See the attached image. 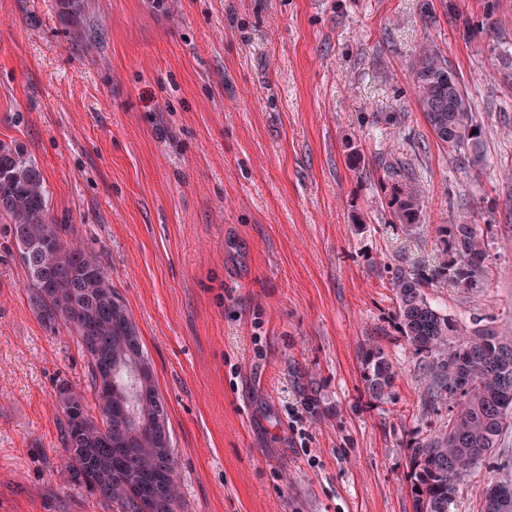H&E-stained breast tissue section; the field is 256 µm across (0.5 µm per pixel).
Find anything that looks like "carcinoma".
Returning <instances> with one entry per match:
<instances>
[{
  "mask_svg": "<svg viewBox=\"0 0 512 512\" xmlns=\"http://www.w3.org/2000/svg\"><path fill=\"white\" fill-rule=\"evenodd\" d=\"M85 0H59L60 12L73 20ZM502 81L512 84V51L488 45ZM416 106L440 145L457 154L469 169L483 165V130L475 107L457 73L440 48L425 42L409 65ZM395 181L389 207L392 223L412 232L420 222L423 200L415 179L405 169L390 167ZM0 219L11 225L19 258L28 274L30 300L44 325L71 329L87 354L110 356L112 397L102 395L104 375L91 370L94 403L68 383L57 389L64 415L62 439L66 468L87 492L104 488L102 498L119 512H140L138 500L150 492V479L163 461L169 481L153 512H178L172 446H155L150 428L135 430L126 412L154 419L166 413L154 380L138 384L125 364L130 355L145 357L140 337L126 338L130 317L109 314L114 291L99 256L62 236L70 225L48 216V197L39 164L19 145L0 142ZM445 257L436 266L397 265L390 285L395 296L399 333L413 354L425 362L429 402L448 403V425L410 448V493L414 512H453L459 486L494 450L503 447L512 429V336L490 325L470 331L456 317L436 308L426 289L448 282L473 296L487 286L488 241L475 220L464 216L446 224ZM98 318L97 333L86 335L81 322ZM362 372L369 396L384 401L391 395L395 371L378 347L362 352ZM483 512H512V480L487 488Z\"/></svg>",
  "mask_w": 512,
  "mask_h": 512,
  "instance_id": "obj_1",
  "label": "carcinoma"
}]
</instances>
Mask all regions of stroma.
Instances as JSON below:
<instances>
[{"label":"stroma","mask_w":512,"mask_h":512,"mask_svg":"<svg viewBox=\"0 0 512 512\" xmlns=\"http://www.w3.org/2000/svg\"><path fill=\"white\" fill-rule=\"evenodd\" d=\"M0 0V141L34 156L51 219L96 252L168 416L179 512H413L409 446L448 423L396 324L390 270L435 266L472 210L490 242L481 296L429 298L512 330V86L489 41L512 0ZM432 41L473 98L485 165L461 168L407 73ZM424 201L405 234L386 166ZM396 370L370 398L361 353ZM88 359L33 307L0 223V512H118L64 465L59 382ZM512 477V434L465 477L481 512Z\"/></svg>","instance_id":"stroma-1"}]
</instances>
